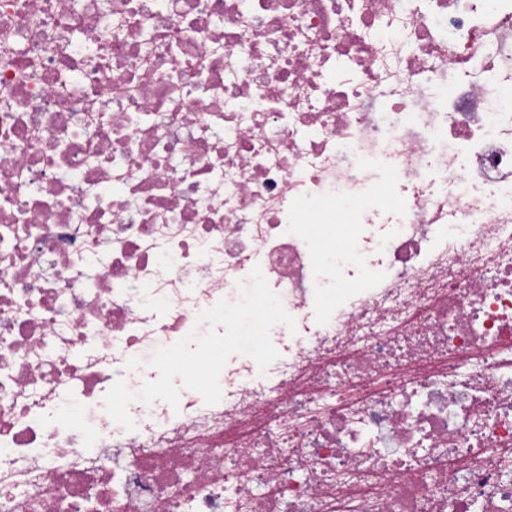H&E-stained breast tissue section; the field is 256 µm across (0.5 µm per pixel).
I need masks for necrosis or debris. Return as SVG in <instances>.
I'll use <instances>...</instances> for the list:
<instances>
[{
    "mask_svg": "<svg viewBox=\"0 0 512 512\" xmlns=\"http://www.w3.org/2000/svg\"><path fill=\"white\" fill-rule=\"evenodd\" d=\"M0 512H512V0H0Z\"/></svg>",
    "mask_w": 512,
    "mask_h": 512,
    "instance_id": "obj_1",
    "label": "necrosis or debris"
}]
</instances>
